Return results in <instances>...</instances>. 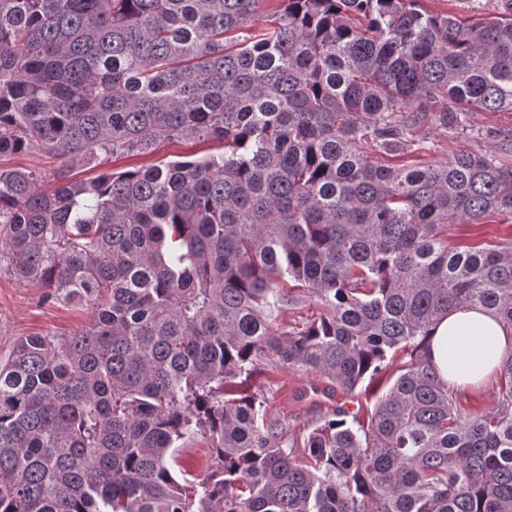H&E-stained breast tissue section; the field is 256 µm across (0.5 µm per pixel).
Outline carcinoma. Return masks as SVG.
<instances>
[{"label": "carcinoma", "instance_id": "cac0c4a2", "mask_svg": "<svg viewBox=\"0 0 512 512\" xmlns=\"http://www.w3.org/2000/svg\"><path fill=\"white\" fill-rule=\"evenodd\" d=\"M265 2L0 0V157L63 159L50 191L0 167V263L45 302L95 303L0 364V512H512V354L470 414L423 350L461 306L512 326V241L448 242L512 218V141L366 151L512 112V15ZM166 141L224 152L106 168ZM397 353L367 420L338 407L292 442L243 389L270 367L352 392ZM199 434L196 482L169 460ZM489 220L486 224H451L448 226V238L463 246H492L504 238H512V220L508 224H501L502 217Z\"/></svg>", "mask_w": 512, "mask_h": 512}]
</instances>
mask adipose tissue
Returning a JSON list of instances; mask_svg holds the SVG:
<instances>
[{"mask_svg": "<svg viewBox=\"0 0 512 512\" xmlns=\"http://www.w3.org/2000/svg\"><path fill=\"white\" fill-rule=\"evenodd\" d=\"M426 354L449 388L485 385L504 357L512 354V327L481 307H461L442 318Z\"/></svg>", "mask_w": 512, "mask_h": 512, "instance_id": "obj_1", "label": "adipose tissue"}]
</instances>
